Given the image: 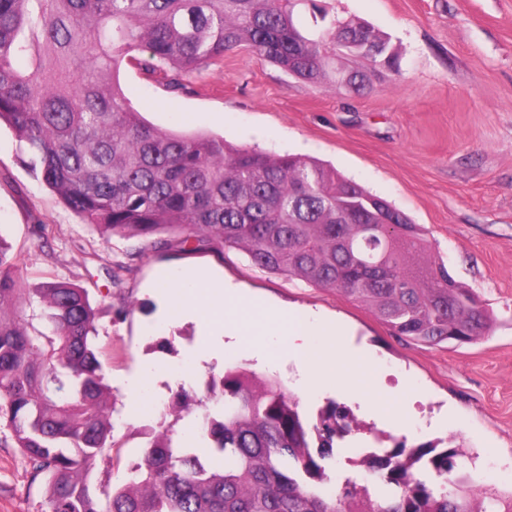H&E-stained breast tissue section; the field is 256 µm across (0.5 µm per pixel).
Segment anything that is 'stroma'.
Wrapping results in <instances>:
<instances>
[{
    "label": "stroma",
    "instance_id": "obj_1",
    "mask_svg": "<svg viewBox=\"0 0 512 512\" xmlns=\"http://www.w3.org/2000/svg\"><path fill=\"white\" fill-rule=\"evenodd\" d=\"M317 6L389 37L400 76L372 74L370 89L355 94L304 83L240 47L181 76L177 89L123 65L121 87L150 124L313 158L386 199L423 228L435 256L490 310L491 329L471 344L422 345L344 295L256 268L234 248L219 256L158 249L143 237L102 241L34 178L14 132L1 126L0 237L22 251L27 287L76 281L97 308L116 447L97 458L95 480L122 478L140 462L147 428L163 419L176 391L204 398L211 375L239 368L276 374L309 423L332 401L361 423L326 462L329 492L349 478L370 481L358 458L401 442L463 447V471L512 489V0H306L294 14L302 31L315 30ZM35 224L45 225L44 240L32 235ZM135 251L140 259L112 281L108 265ZM91 252L98 260L83 263ZM183 270L208 271L277 307L340 317L349 343L409 408L379 418L359 394L318 380L301 388L287 337H265V362L223 346L200 308L168 311L166 285ZM45 497L30 459L0 446V512H45Z\"/></svg>",
    "mask_w": 512,
    "mask_h": 512
}]
</instances>
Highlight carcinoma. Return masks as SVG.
Masks as SVG:
<instances>
[{
  "label": "carcinoma",
  "mask_w": 512,
  "mask_h": 512,
  "mask_svg": "<svg viewBox=\"0 0 512 512\" xmlns=\"http://www.w3.org/2000/svg\"><path fill=\"white\" fill-rule=\"evenodd\" d=\"M296 6L0 0V124L34 177L105 241L165 232L175 238L161 248H236L259 269L360 303L398 336L430 346L481 339L490 313L404 213L320 161L155 127L117 83L126 62L176 85L241 46L315 85L366 88V73L342 69L350 56L398 73V55L372 26L336 18L304 34ZM374 199L394 225L355 217ZM95 317L79 284L25 287L22 262L0 237V444L21 449L44 478L47 512H512V492L474 482L458 450L427 446L361 460L379 492L347 479L327 494L322 461L352 433L349 413L332 403L311 426L276 377L238 369L211 377L200 404L210 456L153 430L141 461L98 491L91 464L114 442Z\"/></svg>",
  "instance_id": "obj_1"
}]
</instances>
